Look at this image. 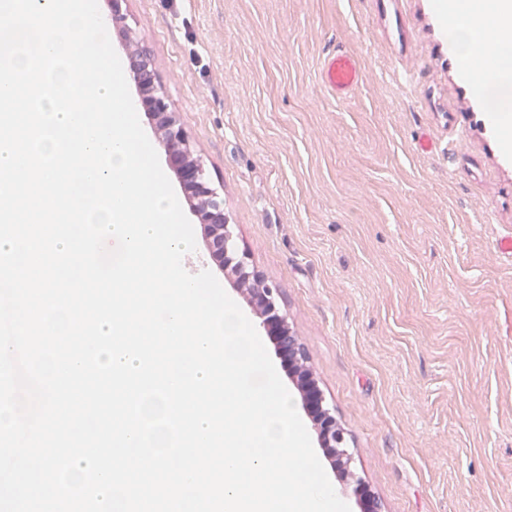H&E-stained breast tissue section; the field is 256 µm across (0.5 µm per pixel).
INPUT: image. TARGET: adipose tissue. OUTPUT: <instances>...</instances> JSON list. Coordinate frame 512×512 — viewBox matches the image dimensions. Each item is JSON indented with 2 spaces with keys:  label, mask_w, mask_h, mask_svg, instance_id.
<instances>
[{
  "label": "adipose tissue",
  "mask_w": 512,
  "mask_h": 512,
  "mask_svg": "<svg viewBox=\"0 0 512 512\" xmlns=\"http://www.w3.org/2000/svg\"><path fill=\"white\" fill-rule=\"evenodd\" d=\"M435 7L461 78L485 102L504 153L512 155V110L497 101L512 93V0H437Z\"/></svg>",
  "instance_id": "obj_1"
}]
</instances>
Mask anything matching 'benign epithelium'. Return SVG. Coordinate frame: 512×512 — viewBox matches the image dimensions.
Masks as SVG:
<instances>
[{
  "instance_id": "obj_1",
  "label": "benign epithelium",
  "mask_w": 512,
  "mask_h": 512,
  "mask_svg": "<svg viewBox=\"0 0 512 512\" xmlns=\"http://www.w3.org/2000/svg\"><path fill=\"white\" fill-rule=\"evenodd\" d=\"M108 2L110 20L119 27L124 42L127 71L136 87L137 102L149 117L168 163L187 193L190 209L203 224L210 256L235 277L239 288L254 306L260 325L294 363L299 390L314 414L318 439L321 446L329 450L334 466L347 475H354L353 457L345 432L337 423L334 410L325 405L316 392L306 353L288 325L286 315L281 312L280 288L235 247L233 225L229 224L224 211V195L212 185L201 155L191 145L178 113L171 109L158 80L152 50L127 24L129 0Z\"/></svg>"
}]
</instances>
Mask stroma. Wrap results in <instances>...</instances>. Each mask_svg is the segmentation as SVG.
<instances>
[{"label":"stroma","instance_id":"1","mask_svg":"<svg viewBox=\"0 0 512 512\" xmlns=\"http://www.w3.org/2000/svg\"><path fill=\"white\" fill-rule=\"evenodd\" d=\"M169 102L334 408L351 512H512V156L434 0H130ZM341 47L362 80L319 78ZM185 268L211 271L202 224Z\"/></svg>","mask_w":512,"mask_h":512}]
</instances>
